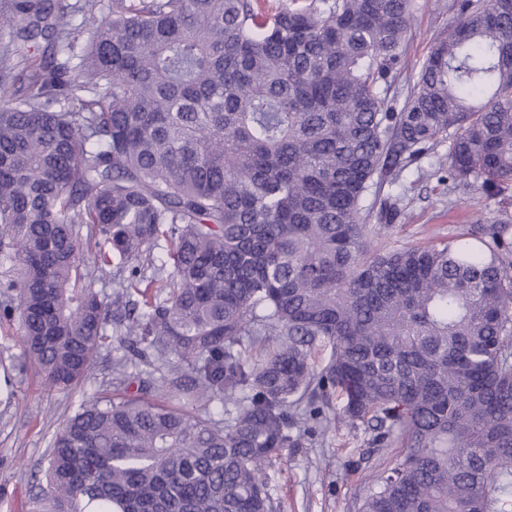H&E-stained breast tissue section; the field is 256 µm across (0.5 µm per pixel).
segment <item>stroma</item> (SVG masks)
Instances as JSON below:
<instances>
[{
    "instance_id": "obj_1",
    "label": "stroma",
    "mask_w": 512,
    "mask_h": 512,
    "mask_svg": "<svg viewBox=\"0 0 512 512\" xmlns=\"http://www.w3.org/2000/svg\"><path fill=\"white\" fill-rule=\"evenodd\" d=\"M452 5L453 0H413L405 67L389 91L395 106H403L436 38L447 30ZM430 171L426 165L404 172L403 210L386 238L388 245L457 236L474 219H493L501 209L499 200L478 190L448 193ZM137 315V310L126 311L108 326L91 376L80 387H51L32 368L8 382L0 378V512H26L28 500L43 493L53 437L83 401L111 383L114 361L125 352L122 326ZM368 439L363 428L342 426L284 449L268 470L280 512H356L378 472L391 462L390 455L367 454Z\"/></svg>"
}]
</instances>
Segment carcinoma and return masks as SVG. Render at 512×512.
I'll return each instance as SVG.
<instances>
[{
    "label": "carcinoma",
    "mask_w": 512,
    "mask_h": 512,
    "mask_svg": "<svg viewBox=\"0 0 512 512\" xmlns=\"http://www.w3.org/2000/svg\"><path fill=\"white\" fill-rule=\"evenodd\" d=\"M99 2L0 0V318L71 389L110 316L91 238L143 306L29 512H276L267 470L338 423L402 447L358 512H512V212L381 249L402 197L363 205L443 142L448 191L512 188V0H457L399 110L412 0ZM93 263L91 260L86 261V266L82 267L81 272L84 274L83 283L91 286L98 291L101 297H105V301L110 303L112 301L113 293L118 290V286L112 283V274L107 278L98 277V273L93 271ZM117 287V288H116Z\"/></svg>",
    "instance_id": "carcinoma-1"
}]
</instances>
